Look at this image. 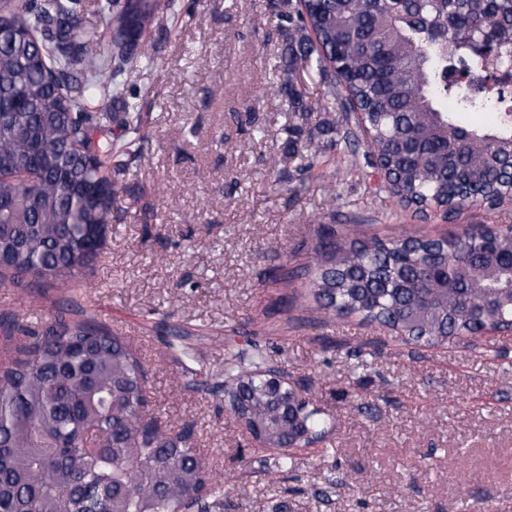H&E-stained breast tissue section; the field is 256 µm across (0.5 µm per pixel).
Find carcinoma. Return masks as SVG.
Here are the masks:
<instances>
[{"label":"carcinoma","instance_id":"1","mask_svg":"<svg viewBox=\"0 0 512 512\" xmlns=\"http://www.w3.org/2000/svg\"><path fill=\"white\" fill-rule=\"evenodd\" d=\"M162 0H100L105 45L87 48L81 0H9L0 13V287L84 288L104 250L120 187L112 159L144 139L139 112L112 111L113 79L148 58L128 38ZM294 112H363L384 188L403 207L452 215L512 196V104L480 80L512 63V0H309L279 13ZM313 65L332 86L310 103L295 77ZM468 88L460 90L461 79ZM471 112H494L491 128ZM124 140L112 137V128ZM325 314L359 316L429 346L512 320V226L448 237L345 239L329 227L305 267ZM0 512H185L218 496L191 432L152 416L145 364L91 314L0 325ZM224 409L277 450L329 429L254 344L224 358Z\"/></svg>","mask_w":512,"mask_h":512}]
</instances>
